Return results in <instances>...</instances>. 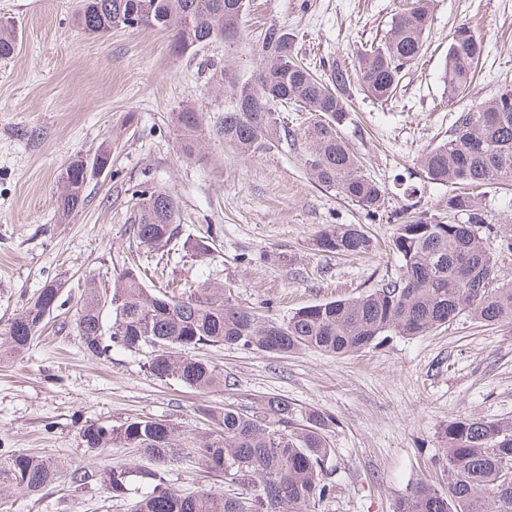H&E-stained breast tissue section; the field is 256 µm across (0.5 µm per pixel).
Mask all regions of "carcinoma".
<instances>
[{"instance_id": "carcinoma-1", "label": "carcinoma", "mask_w": 512, "mask_h": 512, "mask_svg": "<svg viewBox=\"0 0 512 512\" xmlns=\"http://www.w3.org/2000/svg\"><path fill=\"white\" fill-rule=\"evenodd\" d=\"M245 0H78L75 19L88 34L105 35L115 27H144L172 32L173 51L183 55L197 46L222 41L232 44L243 34ZM431 0H414L395 15L378 43L355 55L354 69L340 64L318 74L299 60L294 34L277 23L262 36L263 63L253 80L237 83L222 67L231 86L230 104L212 133L239 153L271 148L288 136L279 117L290 105L314 112L319 120L308 130L311 147L305 164L320 186L368 213L384 205L380 186L363 172L358 157L338 132L348 112V91L358 81L378 102L394 96L402 72L423 50L430 25ZM17 46L14 30L0 27V58ZM482 45L470 27L450 32L443 81L448 99L463 95L472 81ZM506 89L458 116L448 140L431 148L420 166L430 180L475 187L512 186V111H499ZM187 142L202 126V113H178ZM106 147L93 156H78L60 176L63 190L58 210L67 217L86 202L85 189ZM133 234L147 249L160 250L178 235V203L167 190L132 192ZM448 214L460 218L444 223L421 213L396 225L392 250L401 262L395 280L357 299H337L302 307L280 321L243 307L222 288L205 284L171 289L146 286L137 265L123 269L110 289H87L73 319L85 352L101 357L114 349L145 353L151 375L207 393L225 384L224 373L195 350L224 345L279 355L316 349L336 357L376 347L390 336H425L464 314L487 326L512 324V280L483 241L487 215L474 197L450 193ZM327 254L354 255L369 251L372 241L359 224H338L315 239ZM58 302L36 296L5 329L0 354L22 353L41 332ZM211 432H186L152 416L132 417L118 426L85 424L89 448H135L156 464L149 472L153 488L135 504V512H312L331 497L327 480L333 448L329 433L336 418L317 408L299 407L276 395L255 396L249 404L202 408ZM441 456L431 479L415 484L398 498L394 512H512V422L461 417L440 430ZM186 448L207 468L224 474L231 488L183 493L166 485L160 470ZM62 470L30 454H14L0 462V500L15 491L37 495L55 483ZM131 471L75 469L70 481H94L119 497L127 490ZM249 488L247 493L235 487Z\"/></svg>"}]
</instances>
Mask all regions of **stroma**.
Segmentation results:
<instances>
[{
    "instance_id": "stroma-1",
    "label": "stroma",
    "mask_w": 512,
    "mask_h": 512,
    "mask_svg": "<svg viewBox=\"0 0 512 512\" xmlns=\"http://www.w3.org/2000/svg\"><path fill=\"white\" fill-rule=\"evenodd\" d=\"M407 0H246L244 31L231 46L217 41L178 55L165 30L116 28L104 36L74 23L76 0H0V24L19 35L0 59V330L50 284H60L61 311L73 316L86 288L112 279L144 249L132 233L130 187L172 193L179 206L181 249L150 265L147 286L208 282L241 305L276 318L333 299H354L399 275L391 249L403 211L447 220L450 186L424 178L419 160L447 140L460 112L512 89V0H433L420 59L408 67L391 101L378 103L359 85L339 132L385 201L368 215L315 184L305 165L311 112L288 115L290 137L241 155L212 134L230 95L213 83L206 62L251 80L261 59L259 36L271 23L295 35V49L317 71L350 64L356 51L386 34ZM472 27L485 48L462 98L442 82L448 34ZM203 114L192 153H185L176 112ZM111 148V167L90 179L85 207L60 219L59 176L77 155ZM479 202L496 228L488 235L499 265L511 230L512 190L487 187ZM359 224L371 252H320L326 227ZM215 238L213 252L192 242ZM200 355L224 374V387L197 393L150 375L145 356L116 349L96 358L73 329L46 326L30 349L0 355V460L34 454L64 471L133 470L114 497L96 484L67 480L32 496L14 492L0 512H130L152 489L148 457L132 448H90L82 425H120L148 415L183 430H201L202 405L247 404L273 393L331 414L335 494L314 512H393L407 488L431 473L439 431L459 417L512 421V324L486 326L468 316L427 335L390 337L342 358L314 349L287 357L224 346ZM168 487L223 490L221 474L184 453L164 471Z\"/></svg>"
}]
</instances>
